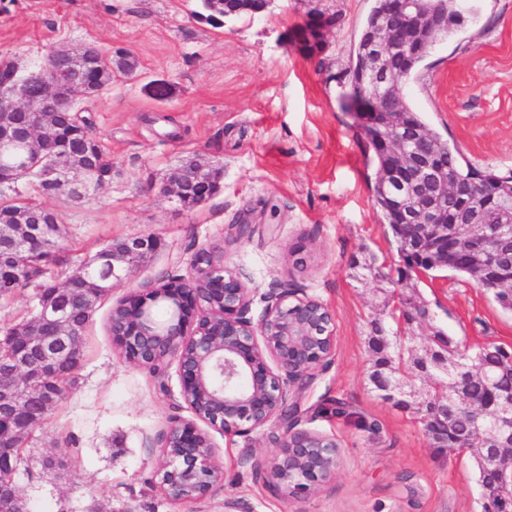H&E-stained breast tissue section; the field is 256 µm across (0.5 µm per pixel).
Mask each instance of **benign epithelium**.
I'll use <instances>...</instances> for the list:
<instances>
[{
	"mask_svg": "<svg viewBox=\"0 0 512 512\" xmlns=\"http://www.w3.org/2000/svg\"><path fill=\"white\" fill-rule=\"evenodd\" d=\"M455 10L437 15L416 11L378 25L367 43L369 62L362 91L354 102L358 124L370 148L386 152L393 163L384 173L395 189L392 200L400 223L410 229L404 255L422 260L427 255L448 263V254L460 247L480 261L479 280L512 284V205L497 200L496 182L486 180L483 194L473 192L469 180L448 179L437 150L424 145L421 134L384 139L372 131L384 124L400 126L388 90L401 74L396 60L403 52L428 53L433 40L448 34ZM97 55L91 47L60 49L49 66H40L19 79L18 66L0 77V112L23 116L0 123V182L29 172L32 160L71 193L72 176H89V164L79 166L71 156L56 151L58 126L47 123L45 112H66L83 94L87 60ZM50 232L44 224H24L20 232L0 239V295L13 293L19 283L33 278L22 260L26 253H51ZM151 236L128 238L122 250L98 253L89 268L100 263L112 275L139 262ZM187 276L163 277L134 289L112 307V345L127 361L153 371L174 361L181 396L196 418L174 423L160 436L157 476L162 492L176 502H194L210 496L223 482L224 469L210 431L226 436L263 430L275 422L287 424L276 438L277 452L268 462L255 461L266 483L289 498L306 496L336 475L338 445L333 439L297 428L295 412L304 377L323 367L335 348L329 309L311 297L288 302V289H271L258 323L248 317V289L238 273L224 264L219 248L191 256ZM51 301L40 306L39 317L11 329L0 341V407L13 410L0 424V512H29L28 501L16 483L24 442L62 395L51 386L61 371L59 358L80 340L66 329L63 293L48 289ZM164 305L168 317L159 320L155 307ZM428 310L413 306L401 310L400 323H421ZM429 347L414 361L415 371L428 380L422 398L402 387L389 373L374 377V387L388 401L414 405L429 427H439L443 450L478 448L488 467L501 475L509 496L481 498V512H504L512 502V397L495 395L483 403L484 422L473 437L448 439V406L466 408L472 367L458 362L449 371L453 382L437 383L434 354ZM202 426H197V423Z\"/></svg>",
	"mask_w": 512,
	"mask_h": 512,
	"instance_id": "7a95c632",
	"label": "benign epithelium"
}]
</instances>
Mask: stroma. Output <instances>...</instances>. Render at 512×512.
<instances>
[{"instance_id": "stroma-1", "label": "stroma", "mask_w": 512, "mask_h": 512, "mask_svg": "<svg viewBox=\"0 0 512 512\" xmlns=\"http://www.w3.org/2000/svg\"><path fill=\"white\" fill-rule=\"evenodd\" d=\"M373 0H271L260 16L209 21L201 0H0V60L20 73L62 48L116 51L137 61L74 104L112 162L103 189L30 202L55 212L63 245L50 266L64 281L107 243L156 238L152 253L99 301L86 326L74 381L23 449L17 482L32 512H480L470 452L437 454L413 411L369 381L375 320L401 303L427 306L410 330L425 345L443 329L466 347L512 349V311L473 280L401 277L397 247L373 201L372 150L342 109L346 69ZM460 17L437 37L406 83L416 107L478 170L512 171V0H456ZM312 10L336 15L314 52L295 32ZM221 169L215 193L193 207L164 185L189 157ZM247 222L250 231L238 235ZM224 249L261 319L272 288L324 303L335 351L304 390L299 426L335 438L336 476L286 499L253 462L277 451L276 423L241 436L213 433L224 482L207 498L170 502L156 485L159 435L192 420L176 364L159 372L112 346L113 306L132 289L185 275L194 252ZM374 275H363V266ZM33 289L0 295V339L36 312Z\"/></svg>"}]
</instances>
